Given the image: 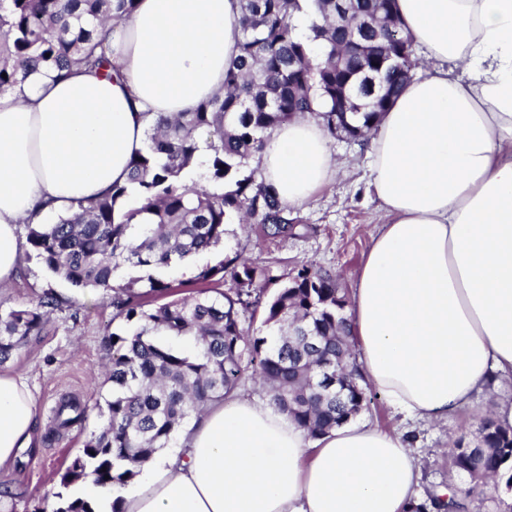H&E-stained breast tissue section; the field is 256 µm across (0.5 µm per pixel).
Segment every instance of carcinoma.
<instances>
[{
    "label": "carcinoma",
    "mask_w": 512,
    "mask_h": 512,
    "mask_svg": "<svg viewBox=\"0 0 512 512\" xmlns=\"http://www.w3.org/2000/svg\"><path fill=\"white\" fill-rule=\"evenodd\" d=\"M134 2L0 0V93L42 66L108 74L107 36ZM240 2V55L224 73V89L189 112L159 116L145 153L131 162L129 185L113 186L93 206L54 224L28 225L27 243L49 271L76 288L112 294L116 316L127 323L124 332L105 335L112 351L107 417L61 475L64 487L88 479L108 492L126 485L140 463L232 395L249 372L268 388L269 404L313 438L371 404L352 362L346 300L328 271L305 264L263 303L271 278L244 263L233 269L231 295L203 289L161 301L170 290L165 271L222 243L232 216L273 237L295 234L274 188L252 167L267 131L309 114L330 135L360 141L417 66L393 0H312L305 36L294 23L299 0ZM316 48L324 51L320 61L312 57ZM202 131L210 136L209 171L224 185L220 193L190 188L181 178ZM124 267L146 275L114 283ZM62 303L48 291L35 306L0 313V366L40 335L48 310ZM259 316L280 333L271 344L243 327ZM162 336H192L196 345L182 350ZM85 413L79 402L66 401L52 421L68 428ZM462 442L450 449L452 465L483 483L497 480L512 461V429L492 418L480 420L473 445ZM473 492L463 488L435 507L459 512ZM57 498L54 512H95L84 498Z\"/></svg>",
    "instance_id": "cac0c4a2"
}]
</instances>
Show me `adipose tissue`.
Instances as JSON below:
<instances>
[{"mask_svg": "<svg viewBox=\"0 0 512 512\" xmlns=\"http://www.w3.org/2000/svg\"><path fill=\"white\" fill-rule=\"evenodd\" d=\"M425 69L365 140L382 222L347 316L358 370L410 420L448 417L512 377V0H394ZM239 0H137L108 35L111 77L52 68L0 94V286L21 227L90 206L128 180L160 114L224 85ZM315 119L270 130L257 156L281 204L306 205L342 164ZM36 398L0 370V469L37 444ZM141 484L82 493L99 512H409L420 470L402 434L365 420L314 439L230 398L152 456Z\"/></svg>", "mask_w": 512, "mask_h": 512, "instance_id": "ef3b65f1", "label": "adipose tissue"}]
</instances>
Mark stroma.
I'll use <instances>...</instances> for the list:
<instances>
[{
    "label": "stroma",
    "mask_w": 512,
    "mask_h": 512,
    "mask_svg": "<svg viewBox=\"0 0 512 512\" xmlns=\"http://www.w3.org/2000/svg\"><path fill=\"white\" fill-rule=\"evenodd\" d=\"M332 148L348 169L306 209L294 212L295 223L303 227L299 236L272 239L261 235L258 225L229 223L222 244L190 266L167 270V281L177 286L196 279L203 267L236 258L266 268L275 289L307 263L335 272L342 291L351 293L354 273L381 222V209L367 187L369 158L362 144L339 135L333 138ZM50 289L66 297V304L53 312L40 336L19 348L7 363L32 388L41 431L38 448L24 454L13 471L0 472V484L15 488L7 512H47L49 498L62 492L61 473L105 419L102 403L111 386L105 381L107 357L102 339L126 326L116 317L111 296L76 289L35 258L24 260L12 285L0 287V312L36 305ZM68 396L86 403L87 416L81 426L50 436L51 410ZM502 398H512L511 378L479 395L475 410L445 419H402L392 414L378 393L362 416L381 427L398 429L408 438L421 468L418 501L427 505L435 495L470 486V476L452 468L448 450L461 435L473 433L480 419L494 415L496 402Z\"/></svg>",
    "instance_id": "stroma-1"
}]
</instances>
